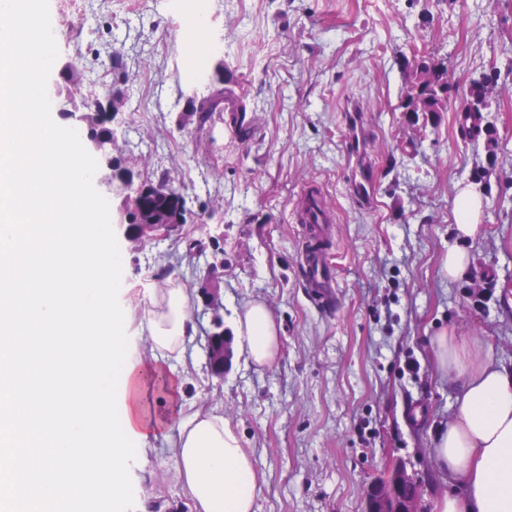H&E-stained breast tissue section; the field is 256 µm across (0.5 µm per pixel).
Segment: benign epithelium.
Listing matches in <instances>:
<instances>
[{"label":"benign epithelium","instance_id":"1","mask_svg":"<svg viewBox=\"0 0 512 512\" xmlns=\"http://www.w3.org/2000/svg\"><path fill=\"white\" fill-rule=\"evenodd\" d=\"M72 61L58 59L54 64L52 78L48 83V95L52 106L67 126L76 130L86 127L84 100L75 92L67 91L61 87V82L71 68ZM91 151L99 154L101 161L95 174L97 182L115 188V197L120 199L116 208L117 224H130L133 222L132 213L140 217V235L145 238L168 236L180 231L181 224L177 217L181 201L176 195L167 191L160 194L167 197L166 207L155 210L152 207L138 204L132 208L127 206L130 198L137 194L138 187L133 183L120 180L116 176L115 165L109 157L108 147L102 146L86 138ZM207 357L211 369L221 374L232 364L234 357L233 337L220 331L209 337ZM417 482L407 474L400 465H394L383 477L372 483L366 496L365 512H419V495L410 492Z\"/></svg>","mask_w":512,"mask_h":512}]
</instances>
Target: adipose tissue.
<instances>
[{
  "mask_svg": "<svg viewBox=\"0 0 512 512\" xmlns=\"http://www.w3.org/2000/svg\"><path fill=\"white\" fill-rule=\"evenodd\" d=\"M482 209L476 187L458 188L454 219L461 243L477 236ZM461 243L448 249L446 269L452 280L471 264ZM193 303L192 292L174 283L148 294L143 321L151 359L131 358L126 415L142 437L169 431L174 478L194 512H254L261 479L251 454L223 416L180 409L159 424L145 412L150 378H165V363L182 359L194 339ZM233 329L249 362L275 364L280 336L265 304L242 306ZM427 346L435 372L457 392L455 414L434 439L433 462L448 489L435 499L433 512H512V364L491 358L483 343L445 330L428 337Z\"/></svg>",
  "mask_w": 512,
  "mask_h": 512,
  "instance_id": "ef3b65f1",
  "label": "adipose tissue"
}]
</instances>
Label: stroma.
I'll return each mask as SVG.
<instances>
[{"label": "stroma", "instance_id": "35a3bbf8", "mask_svg": "<svg viewBox=\"0 0 512 512\" xmlns=\"http://www.w3.org/2000/svg\"><path fill=\"white\" fill-rule=\"evenodd\" d=\"M59 54L80 60L83 87L124 105L109 125L112 155L142 178L165 181L195 220L180 235L144 241L116 231L121 290L136 299L173 282L197 291L196 338L182 363L179 401L223 415L263 479L256 512H364L370 482L393 463L415 474L422 510L445 484L431 458L456 391L432 369L425 337L446 329L481 340L512 363V0H211L222 38L205 80L191 84L194 50L169 0H49ZM421 51L448 60L455 88L444 112L399 110L402 66L417 26ZM497 65L492 144L466 140L457 115L474 80ZM228 87L254 119L244 141L227 113L199 124L196 109ZM370 131L374 198L349 193L347 102ZM495 162L483 195L470 275L449 281L457 183ZM331 210L337 307L306 295L292 220L305 191ZM216 276L224 323L249 301L267 304L281 352L270 367L235 356L213 375L216 330L199 293ZM421 370L410 378L407 361ZM133 469V512H192L173 479L168 439Z\"/></svg>", "mask_w": 512, "mask_h": 512}]
</instances>
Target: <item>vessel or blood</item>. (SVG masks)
Listing matches in <instances>:
<instances>
[{"mask_svg": "<svg viewBox=\"0 0 512 512\" xmlns=\"http://www.w3.org/2000/svg\"><path fill=\"white\" fill-rule=\"evenodd\" d=\"M351 117V133L348 147L355 159L349 190L363 203L373 198L371 164L363 156V143L367 136L361 112L355 104H348ZM296 223L305 225L299 271L308 296L321 307L332 308L336 298V279L326 261V226L331 221V211L323 205L317 193L305 196L295 213Z\"/></svg>", "mask_w": 512, "mask_h": 512, "instance_id": "b4317fda", "label": "vessel or blood"}]
</instances>
